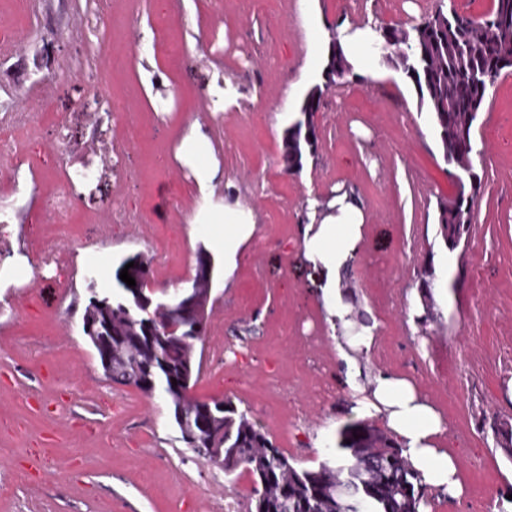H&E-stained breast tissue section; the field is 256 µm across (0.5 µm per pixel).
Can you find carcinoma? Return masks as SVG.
<instances>
[{"mask_svg": "<svg viewBox=\"0 0 512 512\" xmlns=\"http://www.w3.org/2000/svg\"><path fill=\"white\" fill-rule=\"evenodd\" d=\"M374 32L384 48L399 50L397 67L414 83L419 105L432 114L444 159L458 168L468 164L474 123L498 80L512 74L500 67L501 60L512 57V0H493L482 20L440 3L419 21L379 26ZM323 71L327 88L352 71L336 38ZM322 95L321 86L311 88L300 107L302 118L286 130L282 161L288 172L300 171L304 154L316 150L314 115ZM477 194L478 186L461 179L455 198L438 205L439 235L450 252L469 235ZM137 260L129 257L117 268L119 292L112 302L103 296L93 306L99 323L92 347L110 354L112 383L168 399L181 441L194 452L206 449L203 459L226 475L242 467L253 477L254 512H419L420 504H428L425 484L403 448L366 422L350 428V443L341 444L336 458L322 461L316 470L299 469L260 423L231 402L187 397L192 376L200 373L195 350L204 331L176 318L177 336L172 338L158 335L157 326L145 322L143 308L155 302L147 291L149 272L129 268L134 287L120 279L125 265ZM433 288L434 269L429 266L418 286L423 313L416 321L422 325L434 307ZM498 419L493 417L490 428L497 446L512 460V429H495Z\"/></svg>", "mask_w": 512, "mask_h": 512, "instance_id": "cac0c4a2", "label": "carcinoma"}]
</instances>
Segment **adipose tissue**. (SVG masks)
Segmentation results:
<instances>
[{"instance_id": "obj_1", "label": "adipose tissue", "mask_w": 512, "mask_h": 512, "mask_svg": "<svg viewBox=\"0 0 512 512\" xmlns=\"http://www.w3.org/2000/svg\"><path fill=\"white\" fill-rule=\"evenodd\" d=\"M180 153L194 163L199 187H207L216 176L209 158V139L199 124H190L180 140ZM308 222L299 243L309 262L325 276L323 309L336 338V352L346 367L347 382L360 398L352 408L360 418H380L405 456L430 488L458 498L465 492L459 462L441 439L446 432L442 414L419 391L414 382L395 374H364L359 354L369 352L375 340L373 327L356 328L352 305L341 288L342 271L350 263L361 237L366 214L358 199L344 188H335L325 200L307 201ZM256 230L252 213L237 201L224 202L222 213L208 222L207 232L216 249L224 253V275L232 277L239 252Z\"/></svg>"}]
</instances>
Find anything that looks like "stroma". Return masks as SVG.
<instances>
[{"label": "stroma", "instance_id": "obj_1", "mask_svg": "<svg viewBox=\"0 0 512 512\" xmlns=\"http://www.w3.org/2000/svg\"><path fill=\"white\" fill-rule=\"evenodd\" d=\"M440 0H0V116H36L0 155V225L12 238L67 242L97 230L52 278L20 249L0 253V512H212L252 497L245 470L225 475L180 439L168 400L105 380L81 325L90 292L115 293L121 260L143 256L158 299L188 287L205 231L204 203L233 196L257 229L232 278L214 252L202 369L190 395L231 400L301 469L336 451L354 419L335 339L322 320L324 276L298 243L308 197L348 188L367 215L347 291L378 326L365 372L408 376L442 411L444 442L466 485L433 491L431 512H494L512 493V461L489 423L512 417V75L473 131L481 188L456 266L437 276L436 319L411 301L427 263L445 252L438 203L457 193L432 116L409 79L380 61L326 90L319 143L295 176L283 136L322 71L308 36L343 24L420 18ZM232 84L237 102L223 107ZM207 132L219 170L202 198L176 156L191 122ZM124 145L113 156V145ZM88 177H64L66 164ZM68 204L65 224L48 212ZM117 205L139 224L112 223ZM50 453L35 470L36 449Z\"/></svg>", "mask_w": 512, "mask_h": 512}]
</instances>
